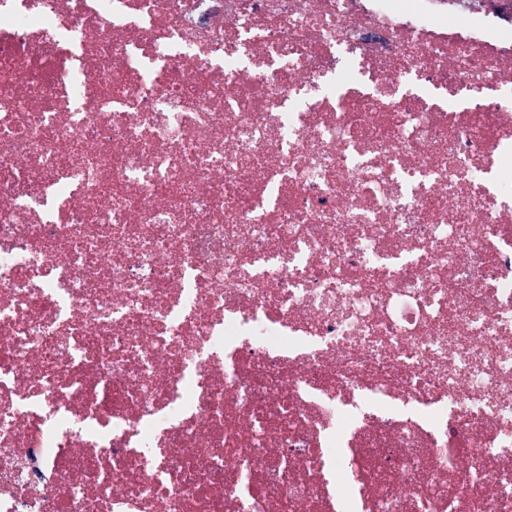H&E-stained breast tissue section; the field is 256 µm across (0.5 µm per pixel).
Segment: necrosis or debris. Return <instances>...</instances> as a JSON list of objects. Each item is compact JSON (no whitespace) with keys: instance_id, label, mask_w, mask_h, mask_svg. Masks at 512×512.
Listing matches in <instances>:
<instances>
[{"instance_id":"necrosis-or-debris-1","label":"necrosis or debris","mask_w":512,"mask_h":512,"mask_svg":"<svg viewBox=\"0 0 512 512\" xmlns=\"http://www.w3.org/2000/svg\"><path fill=\"white\" fill-rule=\"evenodd\" d=\"M512 0H0V512H512Z\"/></svg>"}]
</instances>
